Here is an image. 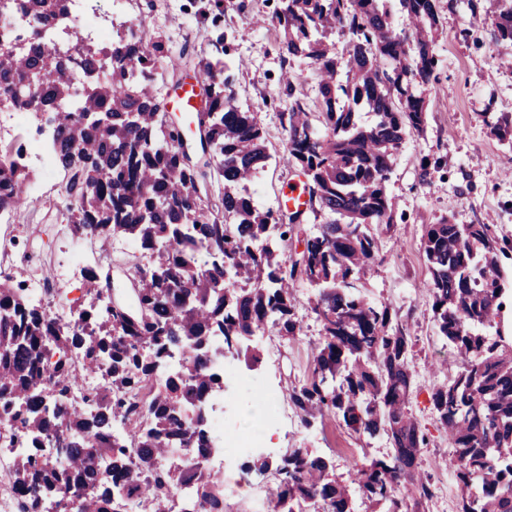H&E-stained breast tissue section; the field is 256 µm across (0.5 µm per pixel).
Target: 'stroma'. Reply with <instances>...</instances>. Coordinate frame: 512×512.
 Masks as SVG:
<instances>
[{
	"instance_id": "stroma-1",
	"label": "stroma",
	"mask_w": 512,
	"mask_h": 512,
	"mask_svg": "<svg viewBox=\"0 0 512 512\" xmlns=\"http://www.w3.org/2000/svg\"><path fill=\"white\" fill-rule=\"evenodd\" d=\"M444 27L435 46L436 83L425 88L428 120L423 132L406 137L395 156L386 191L393 203L391 223L374 225L382 240L381 259L364 281L362 292L375 303L389 305L392 320L412 340L409 360L414 372L410 408L428 436L421 451L420 469L433 484L434 495L424 512H459L460 490L454 450L431 408L433 387L446 380L442 363L455 359L438 333L427 288L429 271L423 251L424 228L447 216L457 224L489 225L496 237L512 241V145L499 141L483 123L485 112L512 113V47L497 44L490 20L491 0H438ZM192 0H137L125 9L127 24H144L178 46H185L179 79L195 72L194 63L211 53L217 36L211 24L197 23L190 12ZM274 11L267 0H224V28L249 29L237 41L235 56L243 62L236 74V103L254 112L265 134L269 158L252 183L256 203L273 207L283 189L299 172L288 163L287 139L279 114L285 103L279 95L280 78L290 72L307 103H314L317 85L314 65L307 59L283 61L270 24ZM62 168L39 176L40 187L29 193L12 224L0 223V250L24 251L40 244L46 274L55 276L54 288L69 297L70 310L84 301L83 278L70 266L77 250L98 251L96 238H72L66 229L69 212L61 186ZM295 312L302 331L288 340L275 329L253 337L250 356L232 361L240 376L252 379L249 387L225 380L224 396L244 412H251L260 394L258 384L277 389L280 423L272 429V463L294 448L321 454L331 462L336 480L352 484L357 470L373 459H388L393 448L385 436L356 434L340 417L328 416L304 427L288 397L290 386L302 382L312 362V343L320 323L311 310L314 288L296 283ZM276 471L244 479L224 493V512H275Z\"/></svg>"
}]
</instances>
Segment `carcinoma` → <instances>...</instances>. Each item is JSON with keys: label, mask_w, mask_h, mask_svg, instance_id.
<instances>
[{"label": "carcinoma", "mask_w": 512, "mask_h": 512, "mask_svg": "<svg viewBox=\"0 0 512 512\" xmlns=\"http://www.w3.org/2000/svg\"><path fill=\"white\" fill-rule=\"evenodd\" d=\"M69 0H9L0 16L33 23L24 49L0 35V102L41 116L55 161L69 173V233L77 238L129 235L156 253L134 267L133 304L112 295L110 271L85 276L76 327L61 333L46 310L23 302L19 276L0 278V420L11 441L36 452L15 463L17 512H107L130 498L139 512H224V487L206 473L214 452L206 397L221 387L210 372L211 337L239 350L269 326L290 340L301 333L291 290L299 280L318 286L313 311L321 324L308 377L289 398L303 426L330 414L353 432L385 434L394 453L358 470L363 494L386 512H420L431 483L417 474L427 436L409 408L414 376L410 337L392 324L390 307L369 301L358 282L376 264L387 223L386 183L392 157L407 134L423 130L427 104L415 91L436 80L432 52L440 29L437 0H281L272 17L284 58L304 57L320 73L315 107L307 110L293 78L283 75L288 104V162L309 182L305 216L260 208L249 192L268 159L254 113L235 101L231 54L244 31L219 33L217 54L195 65L205 109L199 146L181 149L176 124L154 93L162 59L183 55L162 36L108 45L72 41L49 47L41 29L71 16ZM498 42L512 46V0H492ZM223 0H207L196 20L217 25ZM348 38L336 57L335 40ZM499 140L512 143V114L484 112ZM23 147L0 149V210L26 201L29 172ZM221 183L214 204L207 180ZM325 220L303 237L304 249L284 245L305 218ZM423 249L432 317L453 348L457 371L434 386L431 404L455 448L462 482L460 512H512V341L496 330L503 308L505 252L486 224L441 217L425 226ZM495 333H490V330ZM59 354L52 368L42 362ZM176 378L160 379L172 358ZM106 371L107 385L91 408L67 402L77 374ZM137 443L128 457L126 439ZM271 467L267 457L242 464L248 474ZM322 455L294 450L277 465L279 512H354L350 488L330 478Z\"/></svg>", "instance_id": "1"}]
</instances>
